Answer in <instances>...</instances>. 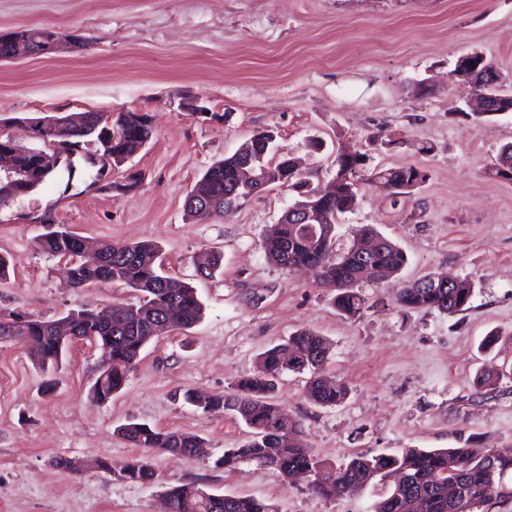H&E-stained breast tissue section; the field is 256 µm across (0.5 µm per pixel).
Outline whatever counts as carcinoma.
<instances>
[{
  "instance_id": "cac0c4a2",
  "label": "carcinoma",
  "mask_w": 512,
  "mask_h": 512,
  "mask_svg": "<svg viewBox=\"0 0 512 512\" xmlns=\"http://www.w3.org/2000/svg\"><path fill=\"white\" fill-rule=\"evenodd\" d=\"M490 93L499 96L492 105L505 110L512 107V82L505 76ZM97 112H82L65 116L69 120V135L63 136L52 129L40 132L50 142L61 138L68 140L72 154L85 146L101 145L102 155L114 163L131 153L137 143L151 137V127L145 115L122 112L112 133H104L97 126ZM243 155L236 152L211 164L193 184L190 192L197 193L207 202L184 203L187 215L197 221H207L232 211L234 206L224 198V179L237 167ZM19 162L28 169V181L12 185L0 183V208L18 193L33 190L43 184L51 174L42 153L17 155ZM266 162L271 184L288 185L301 190L296 204L315 211L321 207L309 183L314 173L305 175L297 171L294 158L288 154L275 156L268 153ZM335 176L339 179L336 198L325 208L328 215L324 228H335L337 215L352 210L357 203V185L361 180L382 182L392 187L395 195L410 194L426 181L427 175L414 165L390 168H366V156H336ZM496 174L509 175L512 180V143L504 145L497 158ZM85 237L67 229L44 232L35 244L44 253L70 261L71 284L75 288H87L103 283H123L139 292V303L114 304L112 325L100 323L90 316L75 324L76 339L88 341L100 347L108 346L112 354V378L106 391L117 392L124 387L128 374L139 361L144 348L159 338L153 333L154 323L161 319L170 321L173 330L188 329L202 317L203 305L196 290L186 282L178 288H165L163 284L173 280L162 272L160 247L152 241L135 244H100L95 257L83 254ZM266 259L283 270H291L299 263L317 264L313 272L314 283L333 293V305L338 313L347 318H360L367 309L368 298L360 293L357 283L363 279L376 283L389 274L399 273L407 263L402 249L392 240L385 244L367 261L352 253L351 248L336 250L334 241L323 243V250L313 256L314 244L293 224H270L263 236ZM369 274L361 277L359 272ZM474 285L463 288H415L407 283L396 289L395 301L407 310L437 311L454 316L468 310ZM0 336H11L16 343L37 344L32 355L35 364L44 371L59 365L58 354L68 346L60 344L51 328V321L32 315H12L0 319ZM330 341L319 333L301 328L258 355L257 370L241 379L231 391L214 394L208 414H230L248 429L249 436L236 448L224 449L214 466L227 471L242 465L273 468L284 477L300 470H316L325 463L304 447L300 428L281 431L280 418L284 407L274 402L278 380L286 372H310L306 381L305 396L319 407H334L348 394L346 385L321 379L324 364L329 359ZM288 353L296 355L299 364L284 365ZM123 439L146 455L134 458L124 470L123 478L130 483L146 484L155 478L149 454L153 452L181 454L190 458L209 455L205 439L182 431H164L146 423L130 422L118 428ZM403 473V482L389 487L388 493L375 504L374 512H477L480 508L512 498V487L506 479L512 475V455L499 454L489 449L478 455L468 448H404L396 454H357L334 471L330 482H316L311 489L325 498H336L374 480H384L389 472ZM453 492H448V488ZM200 487L193 483L171 485L165 494L171 499L173 512H276L266 500L252 496L209 498L198 501Z\"/></svg>"
}]
</instances>
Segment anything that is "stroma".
<instances>
[{
    "label": "stroma",
    "instance_id": "stroma-1",
    "mask_svg": "<svg viewBox=\"0 0 512 512\" xmlns=\"http://www.w3.org/2000/svg\"><path fill=\"white\" fill-rule=\"evenodd\" d=\"M24 26L56 30L63 42L49 55L0 62V132L29 147L27 118L139 112L152 137L105 176L84 163L72 176L61 169L0 208L9 262L0 317L54 320L84 304L136 302L120 284L71 287L64 260L35 246L49 223L111 244L155 241L165 273L196 289L203 314L148 344L104 403L90 395L97 346L71 344L48 395L28 348L0 342V512H160L177 483L265 499L278 512H373L379 484L326 499L273 469L215 468L246 427L182 399L189 388L230 390L259 353L303 327L330 340L324 374L348 395L315 406L304 376L288 373L275 400L328 468L404 448L512 450V181L486 173L512 142V112L461 119L454 110L468 89L451 77L475 52L512 75V0H0V35ZM267 129L326 182L346 147L367 153L372 167L428 174L396 199L361 183L356 206L337 217V247L368 225L408 258L384 282H359L368 299L360 319L339 315L312 275L267 261L264 230L295 193L268 187L206 223L184 211L208 166ZM313 138L323 150L310 148ZM204 252L221 258L207 279L195 265ZM427 274L472 281L469 309L450 317L396 305L394 289ZM492 332L499 338L483 350ZM486 366L500 377L477 385ZM130 422L198 434L210 455L155 453V480L127 482L120 468L141 454L118 433ZM61 457L81 470L57 467Z\"/></svg>",
    "mask_w": 512,
    "mask_h": 512
}]
</instances>
